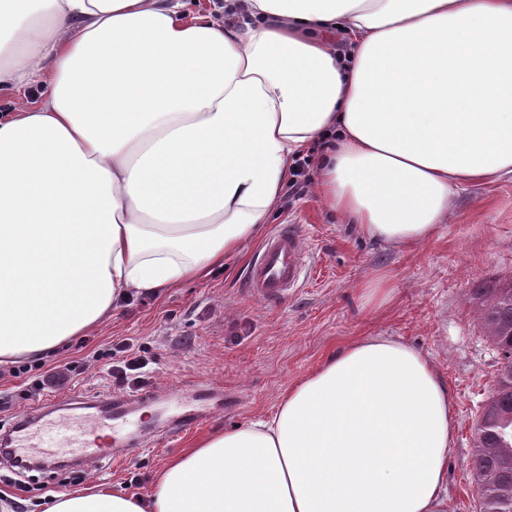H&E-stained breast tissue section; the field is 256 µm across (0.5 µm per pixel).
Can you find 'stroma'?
<instances>
[{"instance_id": "1", "label": "stroma", "mask_w": 512, "mask_h": 512, "mask_svg": "<svg viewBox=\"0 0 512 512\" xmlns=\"http://www.w3.org/2000/svg\"><path fill=\"white\" fill-rule=\"evenodd\" d=\"M285 224L304 236L316 270L277 305L246 294L247 251L225 257L206 279L127 300L67 346L24 363L22 376L0 366V424L51 397L113 392L109 362L120 342L147 361L152 385L175 389L204 380L226 394L203 405L202 423L173 441L152 439L130 460L29 471L25 492L14 486L9 465L0 464V502L12 512H44L51 496L87 488L149 496L177 455L213 434L272 416L290 388L354 341L389 336L426 354L455 399L448 512H475L472 427L494 383L498 355L466 297L489 278L512 279V182L467 186L434 236L407 251L335 223L314 191L299 195L289 184L264 230ZM381 274L392 295L378 307L366 302L361 286ZM65 364L72 368L68 382L28 391L29 382Z\"/></svg>"}]
</instances>
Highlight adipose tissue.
Segmentation results:
<instances>
[{"label": "adipose tissue", "instance_id": "1", "mask_svg": "<svg viewBox=\"0 0 512 512\" xmlns=\"http://www.w3.org/2000/svg\"><path fill=\"white\" fill-rule=\"evenodd\" d=\"M1 91L8 365L242 252L310 144L326 209L399 250L460 188L512 181V0H0ZM454 439L430 360L366 336L149 498L49 512H447Z\"/></svg>", "mask_w": 512, "mask_h": 512}]
</instances>
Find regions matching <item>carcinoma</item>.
Listing matches in <instances>:
<instances>
[{
  "instance_id": "cac0c4a2",
  "label": "carcinoma",
  "mask_w": 512,
  "mask_h": 512,
  "mask_svg": "<svg viewBox=\"0 0 512 512\" xmlns=\"http://www.w3.org/2000/svg\"><path fill=\"white\" fill-rule=\"evenodd\" d=\"M469 302L498 352V388L492 390L474 425L472 474L490 475L495 488L479 503V512H512L495 489L512 488V281L493 278L469 292Z\"/></svg>"
}]
</instances>
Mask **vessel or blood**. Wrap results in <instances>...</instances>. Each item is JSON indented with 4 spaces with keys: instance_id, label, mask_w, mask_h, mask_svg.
I'll use <instances>...</instances> for the list:
<instances>
[{
    "instance_id": "1",
    "label": "vessel or blood",
    "mask_w": 512,
    "mask_h": 512,
    "mask_svg": "<svg viewBox=\"0 0 512 512\" xmlns=\"http://www.w3.org/2000/svg\"><path fill=\"white\" fill-rule=\"evenodd\" d=\"M312 263L310 250L294 226L285 225L263 243L248 267L245 291L265 304H276L308 280ZM156 388L135 394L106 393L49 398L36 408L16 416L0 431V446L11 451L20 463H27L30 440L42 448H74V467L130 458L140 451V442L129 427L134 410L143 401L155 398Z\"/></svg>"
}]
</instances>
